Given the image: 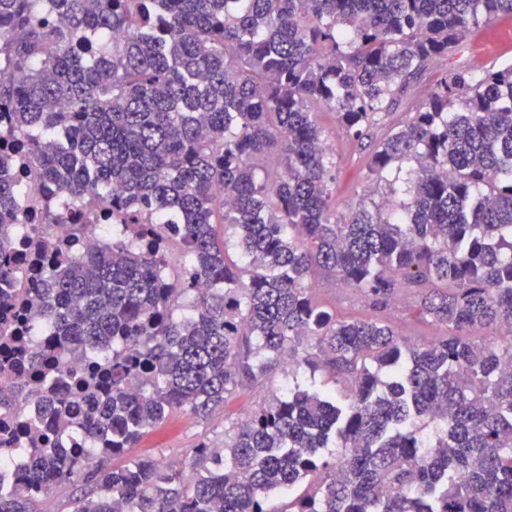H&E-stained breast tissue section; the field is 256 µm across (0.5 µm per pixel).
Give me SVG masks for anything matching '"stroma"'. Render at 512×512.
Returning <instances> with one entry per match:
<instances>
[{
    "instance_id": "stroma-1",
    "label": "stroma",
    "mask_w": 512,
    "mask_h": 512,
    "mask_svg": "<svg viewBox=\"0 0 512 512\" xmlns=\"http://www.w3.org/2000/svg\"><path fill=\"white\" fill-rule=\"evenodd\" d=\"M504 63L512 64V23L501 20L493 28L471 30L459 48L441 63L440 68L451 72L467 68L479 75L492 65ZM435 79V74L430 73L412 83L399 106L372 129L370 139L360 143L349 139L333 116L322 115L321 123L336 159V200L339 204L365 201L381 205L390 200L388 183L377 181L369 169L370 153L376 141L382 139L389 129L409 119L411 112L433 89ZM313 294L321 307L338 316L360 317L365 313L357 290L337 281L330 273L322 272L315 276ZM386 318L400 336L414 344L430 343L441 333L440 327L421 320L409 299L393 305ZM324 380V374H310L305 366L290 368L280 365L259 384L229 395L224 404L207 418L202 419L188 412L169 418L143 437L137 452L164 462H188L190 448L202 442L216 448L223 447L225 433L231 432L258 404L282 395L289 383L313 381L320 384Z\"/></svg>"
}]
</instances>
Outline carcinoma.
<instances>
[{
  "instance_id": "cac0c4a2",
  "label": "carcinoma",
  "mask_w": 512,
  "mask_h": 512,
  "mask_svg": "<svg viewBox=\"0 0 512 512\" xmlns=\"http://www.w3.org/2000/svg\"><path fill=\"white\" fill-rule=\"evenodd\" d=\"M504 16L512 0H0V309L47 337L30 398L83 440L7 430L24 469L0 512L76 476L96 496L74 512H512V66L443 75L379 142L370 171L404 173L386 209H339L319 121L362 142ZM90 216L112 240L56 242ZM27 257L36 287L15 293ZM321 271L369 314L319 308ZM404 295L435 341L390 327ZM286 357L344 398L297 384L190 449L189 475L132 452Z\"/></svg>"
}]
</instances>
